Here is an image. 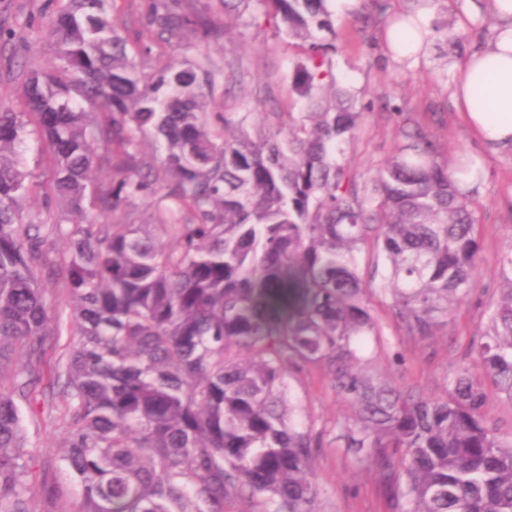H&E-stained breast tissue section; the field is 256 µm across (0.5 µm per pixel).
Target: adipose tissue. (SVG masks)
Listing matches in <instances>:
<instances>
[{
	"instance_id": "ef3b65f1",
	"label": "adipose tissue",
	"mask_w": 512,
	"mask_h": 512,
	"mask_svg": "<svg viewBox=\"0 0 512 512\" xmlns=\"http://www.w3.org/2000/svg\"><path fill=\"white\" fill-rule=\"evenodd\" d=\"M491 10L497 20L493 38L456 66L454 95L483 144L503 152L512 149V0H491ZM432 23L430 12H420L417 28L387 27L384 41L397 58H419L428 48L427 37L434 34ZM487 77L492 90L490 101L485 102L474 90Z\"/></svg>"
}]
</instances>
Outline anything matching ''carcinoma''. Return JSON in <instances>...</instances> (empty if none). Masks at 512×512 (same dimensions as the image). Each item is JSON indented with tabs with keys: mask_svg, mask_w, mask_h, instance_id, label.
Listing matches in <instances>:
<instances>
[{
	"mask_svg": "<svg viewBox=\"0 0 512 512\" xmlns=\"http://www.w3.org/2000/svg\"><path fill=\"white\" fill-rule=\"evenodd\" d=\"M107 0H63L51 21L54 62L24 63L21 109L0 110V512H30L33 457L20 402L64 379L61 461L80 490L79 512H314L311 469L325 431L286 401L288 376L320 367L355 409L335 441L374 466L388 512H512V437L485 419L486 384L512 402V256L481 341L429 395L357 371L382 326L358 254L373 242L388 269L398 335L424 338L477 288L475 210L449 164L410 112L402 139L360 188L340 162L361 113L329 58L330 0H256L300 49L292 85L302 112H267L253 137L247 116L211 109L232 65L210 59L227 28L205 0H149L148 38H130ZM363 24L387 18L386 0H358ZM403 20L444 0H406ZM448 47L465 35L434 22ZM192 55L146 70L152 47ZM33 127L50 165L25 169ZM160 172L142 155L156 144ZM100 170L108 181L96 179ZM73 224L25 222L37 189ZM161 195L156 245L145 224H97ZM69 240L63 257L50 242ZM72 302L78 342L53 368L58 335L41 276Z\"/></svg>",
	"mask_w": 512,
	"mask_h": 512,
	"instance_id": "obj_1",
	"label": "carcinoma"
}]
</instances>
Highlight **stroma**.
<instances>
[{"mask_svg": "<svg viewBox=\"0 0 512 512\" xmlns=\"http://www.w3.org/2000/svg\"><path fill=\"white\" fill-rule=\"evenodd\" d=\"M50 2L0 0V31L12 36L8 45H0V107H20L24 81L21 62L33 60L45 66L53 60L48 38L53 17ZM330 8L336 27L332 70L339 83L356 92L364 107L359 128L345 153V163L358 183L371 184L392 156L400 139L396 117L400 109L415 114L435 137L444 156L467 154L477 158L484 169L470 194L479 224L481 272L472 301L455 309L451 322L437 335L407 342L397 334L389 296L377 292L370 297L373 313L383 327L382 344H368L365 351L370 368L398 386L438 394L449 365L462 360L468 346L484 335L490 307L503 286L500 268L512 252V153L484 149L458 110L454 67L473 51L474 41H465L462 50L449 59L439 58L432 48L418 63L411 64L387 52L380 29H372L370 40H363L361 24L353 17L352 0H332ZM258 10L254 4L245 13L238 9L228 12L219 0H213L211 11L216 22H228L230 33L208 48L216 63L231 61L238 71L231 91L217 95L215 111L248 113L253 132L261 129L263 113L302 109L290 88L300 51L288 46L273 29L251 26V16ZM44 287L59 330L49 358L64 359L76 340L69 295L55 282H45ZM290 397L305 418L326 432L324 445L312 460L320 482L317 512H385L386 486L380 474L338 448L328 433L335 421L352 415L349 404L336 395L328 373L321 369L305 372L299 380L291 381ZM27 430L35 478L64 482L61 420L46 410L38 422L28 423Z\"/></svg>", "mask_w": 512, "mask_h": 512, "instance_id": "obj_1", "label": "stroma"}]
</instances>
